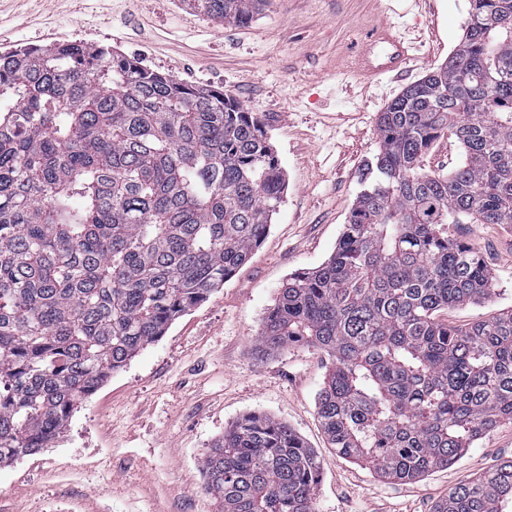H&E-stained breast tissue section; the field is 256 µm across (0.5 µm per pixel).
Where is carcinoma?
Returning a JSON list of instances; mask_svg holds the SVG:
<instances>
[{"mask_svg": "<svg viewBox=\"0 0 512 512\" xmlns=\"http://www.w3.org/2000/svg\"><path fill=\"white\" fill-rule=\"evenodd\" d=\"M247 23L270 0H185ZM379 150L336 251L289 275L254 350L327 353L317 397L336 455L409 481L512 423V309L450 224L512 226V0H469L448 61L377 119ZM462 150L427 169L439 138ZM285 180L263 120L221 89L110 46L0 52V464L37 452L79 404L224 287L265 238ZM217 512H315L321 466L287 423L248 414L201 460ZM512 509V458L434 512ZM462 160V152L454 138L445 136L438 140L426 157V166L439 173L448 174Z\"/></svg>", "mask_w": 512, "mask_h": 512, "instance_id": "carcinoma-1", "label": "carcinoma"}]
</instances>
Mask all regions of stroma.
Instances as JSON below:
<instances>
[{
  "label": "stroma",
  "instance_id": "1",
  "mask_svg": "<svg viewBox=\"0 0 512 512\" xmlns=\"http://www.w3.org/2000/svg\"><path fill=\"white\" fill-rule=\"evenodd\" d=\"M468 0H271L247 25L215 24L182 0H0V52L58 41L112 46L196 86L221 88L265 122L286 178L249 262L177 319L74 413L51 448L0 465V512H216L200 462L249 413L286 422L321 461L316 512H433L450 488L512 458L503 424L445 468L401 482L336 457L317 414L327 355L258 357L254 340L288 275L321 265L379 147L387 104L452 55ZM388 21L416 38L401 80L357 69L362 35ZM493 277L491 299L448 310L469 325L512 309V227L454 224Z\"/></svg>",
  "mask_w": 512,
  "mask_h": 512
}]
</instances>
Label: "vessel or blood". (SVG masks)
<instances>
[{
	"label": "vessel or blood",
	"instance_id": "obj_1",
	"mask_svg": "<svg viewBox=\"0 0 512 512\" xmlns=\"http://www.w3.org/2000/svg\"><path fill=\"white\" fill-rule=\"evenodd\" d=\"M413 55L394 25L384 22L367 31L357 53L359 72L366 77L404 72Z\"/></svg>",
	"mask_w": 512,
	"mask_h": 512
}]
</instances>
